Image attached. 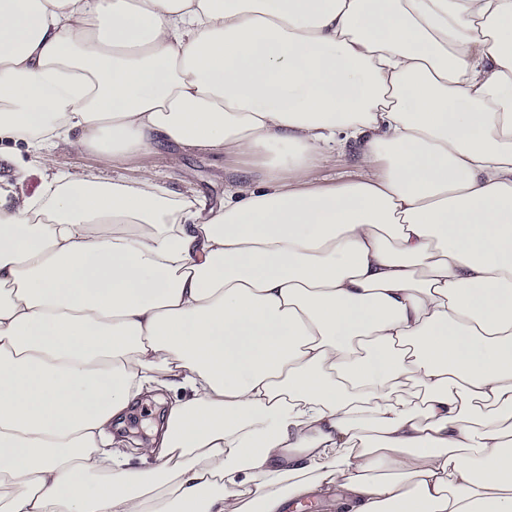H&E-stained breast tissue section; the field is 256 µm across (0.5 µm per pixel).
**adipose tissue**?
I'll return each instance as SVG.
<instances>
[{
	"label": "adipose tissue",
	"instance_id": "obj_1",
	"mask_svg": "<svg viewBox=\"0 0 512 512\" xmlns=\"http://www.w3.org/2000/svg\"><path fill=\"white\" fill-rule=\"evenodd\" d=\"M1 139L0 512H512V0H0ZM163 144L262 163L55 167ZM360 153L354 144H348L334 157L315 168L309 176L310 187H330L339 184L358 171ZM10 159L0 161V187L6 188L5 184L12 185V189L18 194L33 195L42 183L40 171L37 167L35 157L27 153L23 147L9 151ZM23 165L29 169V175L22 183H16L12 177L15 166ZM258 161V158L224 157L223 153L165 148L129 158L112 168V159L104 153L60 148L55 155L56 168L60 171L92 172L109 179L135 180L145 170H150L171 190L190 196H205L214 205L223 202L224 190L236 182L240 175L238 172L256 169ZM160 409V406L153 401L136 403L125 416L122 434L132 438L147 439L152 423L161 414Z\"/></svg>",
	"mask_w": 512,
	"mask_h": 512
}]
</instances>
